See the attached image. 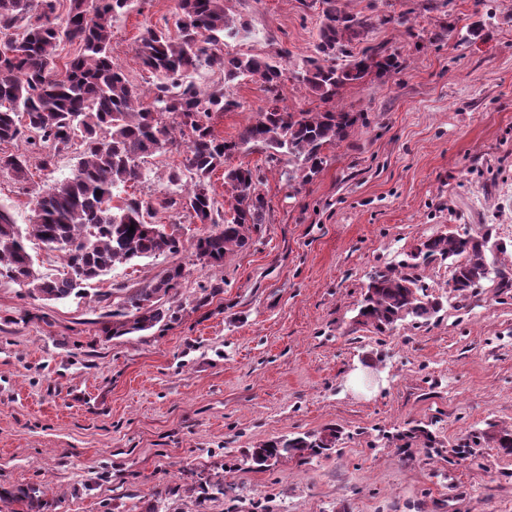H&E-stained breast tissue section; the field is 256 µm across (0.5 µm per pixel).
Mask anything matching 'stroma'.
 I'll list each match as a JSON object with an SVG mask.
<instances>
[{
  "mask_svg": "<svg viewBox=\"0 0 512 512\" xmlns=\"http://www.w3.org/2000/svg\"><path fill=\"white\" fill-rule=\"evenodd\" d=\"M370 17L364 46L400 52L398 74L348 85L337 109L360 114L354 133L326 146L311 182L289 187L287 160L259 147L226 166L258 169L270 204L248 248L217 268L190 245L209 225L157 210L176 224L181 253L119 264L64 302L0 285V486H45L52 512H512V456L493 431L512 428V288L497 278L467 296L449 262L424 280L442 307L429 321L379 333L356 316L370 276L432 234L486 225L497 263L512 265V0H338ZM248 37L230 53H284L288 72L312 55L315 0H229ZM176 0H135L112 29L111 50L131 80L154 77L137 38L173 20ZM215 114L230 140L269 100L259 81L231 89ZM183 147L149 158L129 185L165 196ZM61 155L29 184L0 175V207L26 227L31 192L68 177ZM184 276L168 305L178 318L131 336L102 332L108 307L173 265ZM223 293L208 299L206 288ZM421 424L436 450L401 449ZM338 428L329 453L245 462L259 444ZM479 438L470 455L459 445ZM220 483L221 495L204 487Z\"/></svg>",
  "mask_w": 512,
  "mask_h": 512,
  "instance_id": "1",
  "label": "stroma"
}]
</instances>
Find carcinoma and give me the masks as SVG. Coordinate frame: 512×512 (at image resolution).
<instances>
[{
	"label": "carcinoma",
	"instance_id": "1",
	"mask_svg": "<svg viewBox=\"0 0 512 512\" xmlns=\"http://www.w3.org/2000/svg\"><path fill=\"white\" fill-rule=\"evenodd\" d=\"M68 0L65 16L60 0H0V145L22 139V152L0 151V173L18 183L30 180V159L39 167L54 165L58 156L80 150L72 176L38 189L27 228L19 230L11 214L0 208V281L24 285L46 300L79 297L90 281L117 264L162 255H176L183 242L150 231L156 208L174 210L213 230L193 240L194 255L209 257L207 266L223 264L233 248L249 246L252 233L269 211L258 191L260 174L249 167H226L224 158L243 148L260 147L270 158L288 157V186L320 174L326 164L323 148L346 140L358 116L333 107L342 90L370 74L391 76L404 59L384 47L358 53L349 49L370 28V18L346 13L336 0H319L322 22L315 56L294 74L323 110L290 111L280 90L285 72L275 56L229 54L225 39L238 37L225 0H177V37L167 28L144 30L135 52L157 81L144 90L112 60L113 22L134 0ZM77 42L80 53L64 65L57 62L63 42ZM218 68L222 82L201 88L194 75ZM258 77L272 94L255 122L227 141L211 126L212 116L237 107L228 89L241 77ZM185 141L182 166L171 169L172 191L156 201L125 198L112 204L120 185L146 177L147 159ZM224 169L231 188L229 210L212 195L211 176ZM135 227L129 232V227ZM36 240L61 253L66 272L49 277L35 267L28 242ZM488 235L436 234L427 237L410 258L371 277L358 322L380 333L407 318L428 321L440 310V298L428 293L417 270L435 261H451L453 290L465 295L495 274L502 288H512V268L488 261ZM182 266H173L142 288L128 291L112 310L108 336L119 338L149 331L173 320L166 297L177 288ZM319 438L304 433L282 436L253 449L247 459L265 467L271 459L318 455ZM19 502L23 512H49L51 503L38 485L0 488V501Z\"/></svg>",
	"mask_w": 512,
	"mask_h": 512
}]
</instances>
